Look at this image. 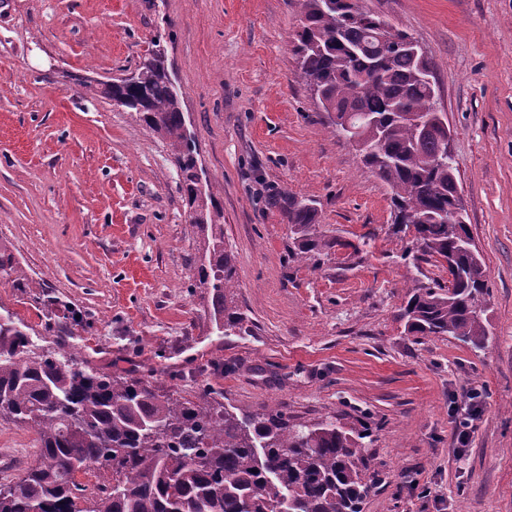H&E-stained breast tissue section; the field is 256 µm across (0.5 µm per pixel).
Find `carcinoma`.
<instances>
[{
    "label": "carcinoma",
    "instance_id": "cac0c4a2",
    "mask_svg": "<svg viewBox=\"0 0 512 512\" xmlns=\"http://www.w3.org/2000/svg\"><path fill=\"white\" fill-rule=\"evenodd\" d=\"M296 2L299 78L321 92L318 105L337 137L348 120L358 128L364 164L391 189L394 223L416 232L403 256L433 258L459 273L451 294L438 282L412 288L400 313L405 331L484 348L486 270L479 254L463 248L471 233L467 214L455 209L457 167L445 156L450 128L417 131L437 112L427 51L359 0ZM136 72L135 85L101 82L100 93L166 141L198 236L192 287L205 289L217 334L246 335L223 211L207 175H199L163 37H154ZM285 199L300 253L320 255L327 242L315 202ZM2 279L25 276L0 243ZM0 418L33 429L38 443L33 463L0 482V512H362L372 488L364 480V430L333 420L290 423L275 410L239 415L211 387L190 400L152 380L100 372L62 344L34 343L8 310L0 313ZM89 472L98 480L90 497L77 480Z\"/></svg>",
    "mask_w": 512,
    "mask_h": 512
}]
</instances>
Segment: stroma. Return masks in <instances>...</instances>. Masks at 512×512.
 <instances>
[{
  "label": "stroma",
  "instance_id": "stroma-1",
  "mask_svg": "<svg viewBox=\"0 0 512 512\" xmlns=\"http://www.w3.org/2000/svg\"><path fill=\"white\" fill-rule=\"evenodd\" d=\"M428 51L437 108L487 273L489 341L408 335L397 314L439 263L403 259L413 227L336 138L300 80L295 0H0V241L28 284L0 307L100 371L205 386L231 411L367 424L380 482L362 512H512V0H362ZM167 37L198 161L237 258L248 336H220L190 283L198 258L165 141L78 80H112ZM314 200L327 245L293 252L280 194ZM232 372H225V365ZM481 390L458 453L451 399ZM15 477L32 429L0 419Z\"/></svg>",
  "mask_w": 512,
  "mask_h": 512
}]
</instances>
